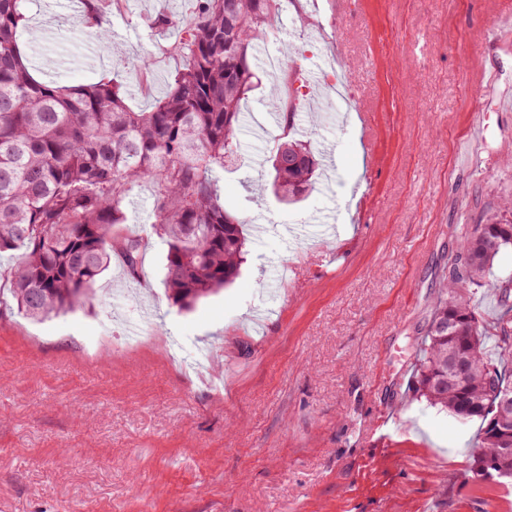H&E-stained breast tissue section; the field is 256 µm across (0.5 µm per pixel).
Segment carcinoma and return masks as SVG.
<instances>
[{
	"mask_svg": "<svg viewBox=\"0 0 512 512\" xmlns=\"http://www.w3.org/2000/svg\"><path fill=\"white\" fill-rule=\"evenodd\" d=\"M26 0H0V279L18 311L44 320L89 304L117 259L131 281L149 238L166 247L164 287L182 310L231 284L244 262L242 221L224 206L216 171L241 149L242 101L252 91L256 42L273 30L283 0H196L194 19L169 47L185 59L166 95L135 111L126 88L47 84L22 61ZM271 187L297 201L315 187L316 152L282 115ZM153 185L148 232H127L133 187ZM512 196L480 224H464L448 259L415 375V395L461 420L483 422L477 452L512 482V273L490 278L512 250ZM498 296L488 324L470 294Z\"/></svg>",
	"mask_w": 512,
	"mask_h": 512,
	"instance_id": "1",
	"label": "carcinoma"
}]
</instances>
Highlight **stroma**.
Instances as JSON below:
<instances>
[{
  "mask_svg": "<svg viewBox=\"0 0 512 512\" xmlns=\"http://www.w3.org/2000/svg\"><path fill=\"white\" fill-rule=\"evenodd\" d=\"M318 4L302 27L285 5L259 46L221 181L247 239L233 284L178 310L155 241L138 281L112 262L67 314L35 322L0 299V512H512V486L471 473L479 420L412 393L458 225L512 195V36L490 35L512 0ZM194 7L27 0L20 48L39 81L108 77L146 110L180 67L160 46ZM292 65L340 70L356 126L328 91L313 109L289 88L304 139L336 160L288 204L269 188L267 91ZM146 311L150 341L120 344ZM173 341L214 360L184 372Z\"/></svg>",
  "mask_w": 512,
  "mask_h": 512,
  "instance_id": "stroma-1",
  "label": "stroma"
}]
</instances>
